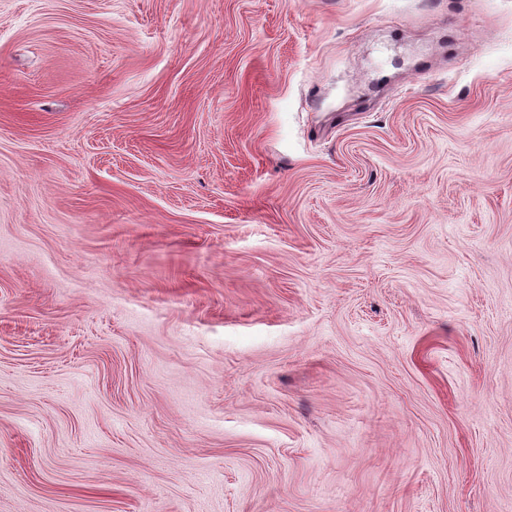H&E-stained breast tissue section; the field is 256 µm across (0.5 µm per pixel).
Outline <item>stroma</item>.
Masks as SVG:
<instances>
[{
    "mask_svg": "<svg viewBox=\"0 0 512 512\" xmlns=\"http://www.w3.org/2000/svg\"><path fill=\"white\" fill-rule=\"evenodd\" d=\"M0 512H512V0H0Z\"/></svg>",
    "mask_w": 512,
    "mask_h": 512,
    "instance_id": "obj_1",
    "label": "stroma"
}]
</instances>
